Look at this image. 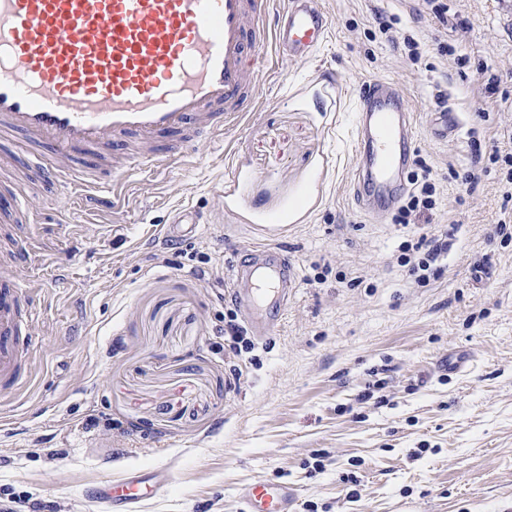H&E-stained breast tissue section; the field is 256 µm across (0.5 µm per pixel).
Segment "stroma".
Wrapping results in <instances>:
<instances>
[{
    "mask_svg": "<svg viewBox=\"0 0 512 512\" xmlns=\"http://www.w3.org/2000/svg\"><path fill=\"white\" fill-rule=\"evenodd\" d=\"M444 2L443 24L415 0H324L316 53L265 50L254 107L189 161L144 166L113 196L22 197L42 242L26 269L38 347L0 399V491L104 512L87 490L142 467L172 482L138 512H239L257 481L296 488L295 512H512V240L497 231L512 201L501 164L462 182L473 142L512 152V0ZM381 78L405 92L436 186L408 226L351 197L357 93ZM443 89L460 131L435 125ZM184 211L195 236L161 242ZM273 215L298 287L238 356L222 346L229 268ZM422 234L448 251L421 286L399 257Z\"/></svg>",
    "mask_w": 512,
    "mask_h": 512,
    "instance_id": "obj_1",
    "label": "stroma"
}]
</instances>
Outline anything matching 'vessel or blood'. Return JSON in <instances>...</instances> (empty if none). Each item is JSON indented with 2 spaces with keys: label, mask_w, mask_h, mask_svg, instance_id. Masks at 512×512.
<instances>
[{
  "label": "vessel or blood",
  "mask_w": 512,
  "mask_h": 512,
  "mask_svg": "<svg viewBox=\"0 0 512 512\" xmlns=\"http://www.w3.org/2000/svg\"><path fill=\"white\" fill-rule=\"evenodd\" d=\"M329 19L320 0H0V135L50 146L55 165L84 169L92 188H116L142 164L184 160L257 101L252 82L267 42L303 61L321 46ZM354 198L373 213L407 189L415 116L402 89L377 79L359 94ZM0 184V398L27 378L38 319L34 292L17 275L40 249ZM230 297L257 340L279 326L298 286L280 248H248L230 271ZM161 485L147 473L106 481L89 495L131 512ZM296 490L259 481L239 493L240 512H294Z\"/></svg>",
  "instance_id": "1"
}]
</instances>
